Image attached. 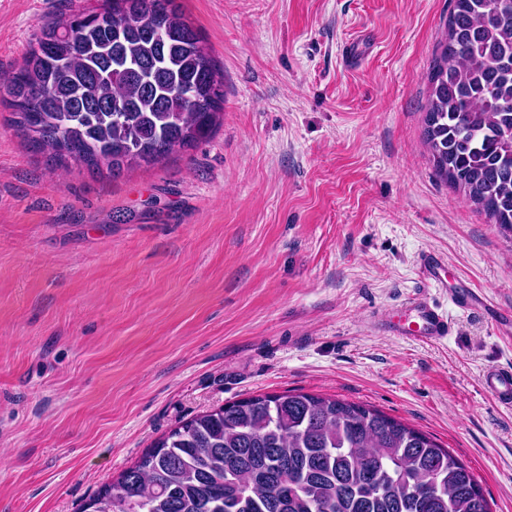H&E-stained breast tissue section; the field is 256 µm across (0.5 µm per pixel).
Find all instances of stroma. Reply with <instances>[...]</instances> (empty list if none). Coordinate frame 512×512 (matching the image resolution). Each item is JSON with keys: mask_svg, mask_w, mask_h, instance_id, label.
Masks as SVG:
<instances>
[{"mask_svg": "<svg viewBox=\"0 0 512 512\" xmlns=\"http://www.w3.org/2000/svg\"><path fill=\"white\" fill-rule=\"evenodd\" d=\"M100 0H0V75ZM224 84L193 149L112 178L61 170L0 110V512H82L178 423L258 394L372 406L512 512V411L485 368L512 324L379 332L439 253L512 310V238L437 178L427 74L452 0H174Z\"/></svg>", "mask_w": 512, "mask_h": 512, "instance_id": "35a3bbf8", "label": "stroma"}]
</instances>
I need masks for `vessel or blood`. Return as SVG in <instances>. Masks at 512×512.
I'll return each instance as SVG.
<instances>
[{
	"label": "vessel or blood",
	"mask_w": 512,
	"mask_h": 512,
	"mask_svg": "<svg viewBox=\"0 0 512 512\" xmlns=\"http://www.w3.org/2000/svg\"><path fill=\"white\" fill-rule=\"evenodd\" d=\"M418 268L425 285L447 294L450 307L442 309L422 293L410 296L404 302V311L397 322L390 325L397 337L418 344L440 343L447 340L452 330V312L469 314L487 308L488 300L484 294L449 281L448 267L439 254L421 253ZM481 387L500 406L512 410V368H486Z\"/></svg>",
	"instance_id": "obj_1"
}]
</instances>
